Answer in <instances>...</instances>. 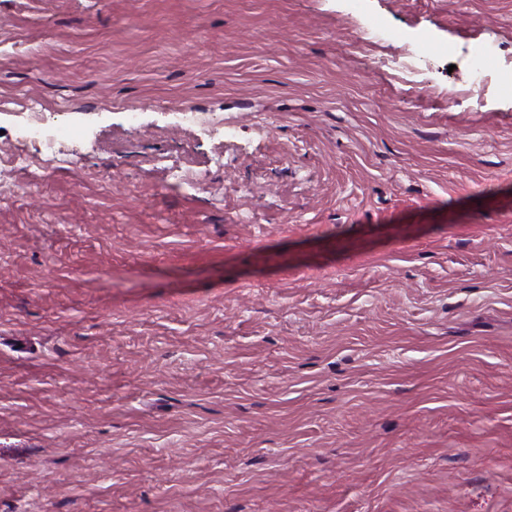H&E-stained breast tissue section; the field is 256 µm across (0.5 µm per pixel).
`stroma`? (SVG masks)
Instances as JSON below:
<instances>
[{"label":"stroma","instance_id":"35a3bbf8","mask_svg":"<svg viewBox=\"0 0 512 512\" xmlns=\"http://www.w3.org/2000/svg\"><path fill=\"white\" fill-rule=\"evenodd\" d=\"M511 66L512 0H0L81 132L0 114V512H512ZM24 109L28 114L26 134L34 149L43 155L57 156V144L64 138H74L78 130L73 127L59 126L45 123L40 115L43 113L44 105L39 101L27 98L22 101Z\"/></svg>","mask_w":512,"mask_h":512}]
</instances>
